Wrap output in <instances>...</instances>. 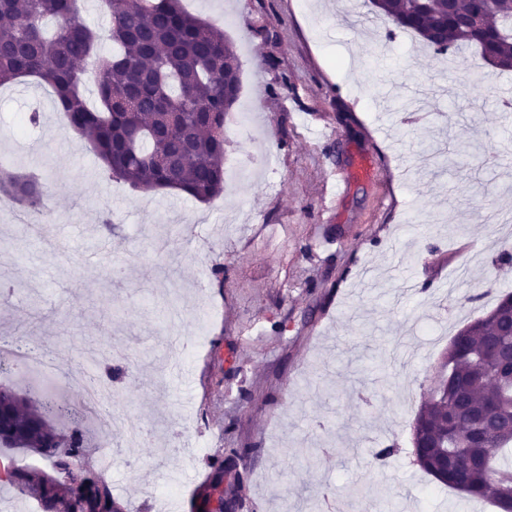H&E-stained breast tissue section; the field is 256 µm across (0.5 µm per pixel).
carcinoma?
<instances>
[{"label":"carcinoma","mask_w":512,"mask_h":512,"mask_svg":"<svg viewBox=\"0 0 512 512\" xmlns=\"http://www.w3.org/2000/svg\"><path fill=\"white\" fill-rule=\"evenodd\" d=\"M76 0H0V85L33 76L49 86L69 127L89 140L108 179L134 190L176 189L200 202L224 190V116L240 93L241 61L224 30L189 15L180 0H107L106 28L86 25ZM372 12L393 25L379 34L411 32L435 53L474 47L481 59L512 71V0H369ZM115 51L105 57L101 45ZM93 82L97 103L88 104L84 87ZM462 142L455 156L443 152L434 166L442 171L470 152ZM186 153L168 169L155 158ZM30 208L48 198L43 180L18 173L0 181ZM466 350L447 349L441 372L448 385L430 393L416 416L421 432L440 448H415L417 465L437 482L512 512V380L485 379L498 348L511 336H498L485 315L468 324ZM478 409L495 401L493 419L448 409L456 396ZM0 421V447L39 454L44 468L8 472L19 494L36 500L41 512H124L111 486L85 461L84 432L50 425L45 403L36 406L9 390ZM211 476L190 504L191 512H224V460L211 462Z\"/></svg>","instance_id":"cac0c4a2"}]
</instances>
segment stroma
I'll list each match as a JSON object with an SVG mask.
<instances>
[{
	"mask_svg": "<svg viewBox=\"0 0 512 512\" xmlns=\"http://www.w3.org/2000/svg\"><path fill=\"white\" fill-rule=\"evenodd\" d=\"M182 3L241 61L225 170L257 154L269 167L208 202L136 191L104 177L48 86L0 87V127L41 114L19 139L0 136V163L46 180L53 219L31 231L40 216L21 205L0 218L12 286L0 338L53 349L51 392L70 406L86 351L130 354L111 399L121 422L90 424L88 440L89 462L112 456L107 482L127 512H190L209 460L231 448L250 451L227 476L235 512H359L358 487L389 512H491L430 492L411 436L450 343L425 327L459 331L512 292L499 227L481 218L512 217V164L487 166L482 150L512 74L472 49L448 61L417 39L373 46L370 25L337 20L345 0ZM387 81L401 92L383 104ZM441 140L475 149L452 172L411 170L419 144ZM205 309L207 344L172 376L168 338L196 339ZM141 427L154 433L130 472L124 439ZM391 444L399 453L377 460Z\"/></svg>",
	"mask_w": 512,
	"mask_h": 512,
	"instance_id": "stroma-1",
	"label": "stroma"
}]
</instances>
